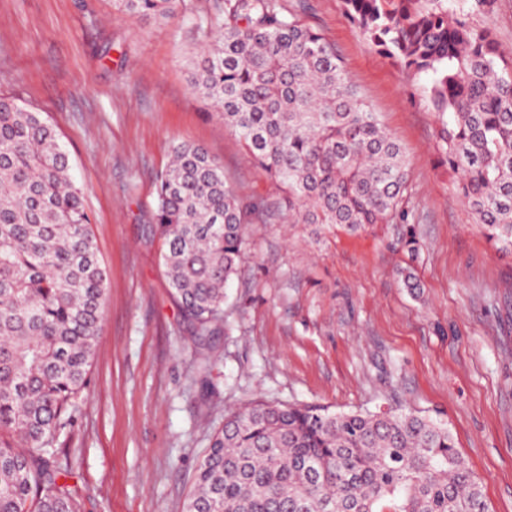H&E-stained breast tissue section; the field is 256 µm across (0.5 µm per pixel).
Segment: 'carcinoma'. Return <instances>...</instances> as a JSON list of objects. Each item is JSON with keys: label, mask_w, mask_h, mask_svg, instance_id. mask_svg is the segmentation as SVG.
Masks as SVG:
<instances>
[{"label": "carcinoma", "mask_w": 512, "mask_h": 512, "mask_svg": "<svg viewBox=\"0 0 512 512\" xmlns=\"http://www.w3.org/2000/svg\"><path fill=\"white\" fill-rule=\"evenodd\" d=\"M366 42L416 80L439 162L474 223L512 254V56L470 23L495 0H341ZM180 23L186 0H113ZM195 25L193 94L278 187L248 200L203 147L179 142L158 176L149 231L195 342L224 330L248 224L357 232L413 224L401 145L336 48L281 0H218ZM403 287L420 294L414 268ZM107 274L55 125L0 94V512H79L56 444L72 427L98 338ZM185 512H491L447 425L403 409L334 412L251 400L224 419Z\"/></svg>", "instance_id": "obj_1"}]
</instances>
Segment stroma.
<instances>
[{"instance_id": "stroma-1", "label": "stroma", "mask_w": 512, "mask_h": 512, "mask_svg": "<svg viewBox=\"0 0 512 512\" xmlns=\"http://www.w3.org/2000/svg\"><path fill=\"white\" fill-rule=\"evenodd\" d=\"M340 54L410 163L421 249L412 296L403 224L349 234L250 224L224 331L196 345L148 233L171 147H204L245 195L277 190L188 82L192 24L118 14L112 0H0V93L62 135L108 276L96 354L60 438L81 512H184L225 414L251 399L336 411L397 407L446 424L492 512H512V254L497 252L437 162L413 83L371 49L340 0H282ZM211 364L210 388L196 373Z\"/></svg>"}]
</instances>
